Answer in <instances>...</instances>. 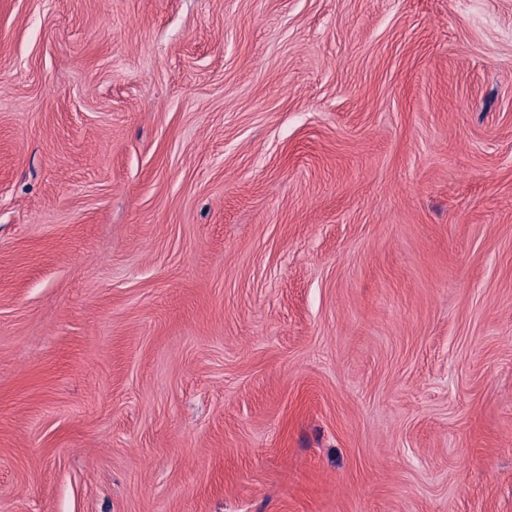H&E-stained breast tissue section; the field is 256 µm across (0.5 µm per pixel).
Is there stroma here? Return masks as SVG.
I'll return each instance as SVG.
<instances>
[{"label": "stroma", "mask_w": 512, "mask_h": 512, "mask_svg": "<svg viewBox=\"0 0 512 512\" xmlns=\"http://www.w3.org/2000/svg\"><path fill=\"white\" fill-rule=\"evenodd\" d=\"M0 512H512V0H0Z\"/></svg>", "instance_id": "stroma-1"}]
</instances>
